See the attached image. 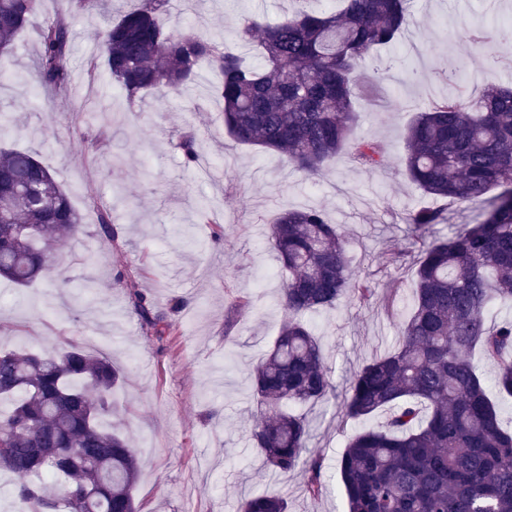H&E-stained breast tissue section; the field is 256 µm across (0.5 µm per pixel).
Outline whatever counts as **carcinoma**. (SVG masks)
Wrapping results in <instances>:
<instances>
[{"label":"carcinoma","instance_id":"carcinoma-1","mask_svg":"<svg viewBox=\"0 0 512 512\" xmlns=\"http://www.w3.org/2000/svg\"><path fill=\"white\" fill-rule=\"evenodd\" d=\"M41 0H0V59L12 54ZM169 0H140L100 31L104 63L131 101L165 87L192 84L201 63L220 77L224 129L236 143L277 152L308 177L339 155L363 167L385 163L377 140L352 137L360 69L396 41L408 0H343V8H302L273 25L245 19L235 45L177 35L165 23ZM506 27L478 26L473 41L502 37ZM38 81L60 94L70 84L73 32L59 15L39 31ZM258 44L262 64L240 49ZM448 95L414 115L404 131L407 178L439 200L485 205L482 220L421 250L413 306L399 343L364 364L343 400L354 420L386 414L354 433L338 470L347 512H512V424L497 400L512 397V321L489 327L488 309L512 301V86L483 88L469 103L453 74ZM195 137L180 143L196 164ZM19 189L0 222V279L19 288L45 277L54 288L57 246L81 233L82 218L55 176L30 149L0 150V176ZM499 189L493 197L491 189ZM436 210L408 223L434 224ZM267 243L285 273L280 334L249 372L256 399L250 440L278 476L301 473L311 499L326 490L321 455L306 456L309 422L289 410L316 404L333 390L320 340L305 316L344 297L374 295L346 256V242L321 209L279 213ZM156 336L173 327L153 316L129 273H119ZM496 368L489 390L475 355ZM122 373L103 356L71 345L56 355L0 350V468L16 477L21 512H138L140 462L125 437L107 427L112 388ZM63 495L56 497V488ZM278 494L245 497L238 512H287Z\"/></svg>","mask_w":512,"mask_h":512}]
</instances>
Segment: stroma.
<instances>
[{"label": "stroma", "mask_w": 512, "mask_h": 512, "mask_svg": "<svg viewBox=\"0 0 512 512\" xmlns=\"http://www.w3.org/2000/svg\"><path fill=\"white\" fill-rule=\"evenodd\" d=\"M137 0H97L95 9L66 13L64 0H41L27 29L0 69V148H31L66 191L84 229L63 249L67 292L44 281L17 288L0 280V348L54 353L76 344L108 357L124 380L112 392L110 422L129 436L142 463L136 498L142 512H237L238 502L263 492L288 501L289 512H344L337 469L347 439L376 427L377 418H345L350 377L390 349L413 301V273L424 243L454 236L474 223L483 206L433 202L402 171L403 130L433 97L447 94L448 71L467 76V99L512 74V42L490 47L464 43L469 27L512 23V0H411V21L376 57L395 61L386 78L365 72L354 137L381 141L386 166L368 169L340 157L309 180L271 151L234 142L224 130L214 89L216 74L201 66L195 84L174 94L155 92L132 102L104 66L99 32ZM294 0H170L167 24L176 32L234 43L244 19L274 23L294 11ZM67 14L75 33L68 56L69 97L81 116L64 112L35 79L37 32ZM194 134L200 155L188 167L178 144ZM438 206L443 217L417 232L406 217ZM325 211L348 241L351 264L376 293L371 301L346 297L309 315L324 344L333 390L304 406L309 449L324 461L326 492L306 497L300 474L278 478L262 466L249 441L256 402L249 370L284 319L278 305V263L266 233L285 209ZM110 210L117 244L96 233L98 208ZM209 211L223 222L215 243L200 220ZM154 309L170 312L173 329L151 336L130 302L121 268ZM251 306L233 312L230 295Z\"/></svg>", "instance_id": "stroma-1"}]
</instances>
